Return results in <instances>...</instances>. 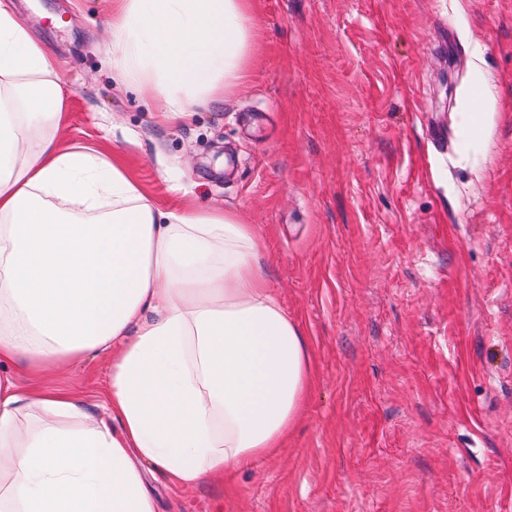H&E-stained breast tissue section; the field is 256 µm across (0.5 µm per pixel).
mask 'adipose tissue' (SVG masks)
<instances>
[{
    "mask_svg": "<svg viewBox=\"0 0 512 512\" xmlns=\"http://www.w3.org/2000/svg\"><path fill=\"white\" fill-rule=\"evenodd\" d=\"M118 89L171 119L250 73L252 0H110ZM60 60L0 6V512H157L175 486L282 448L310 392L305 337L254 225L167 206L114 155L62 141ZM111 353L106 415L18 369Z\"/></svg>",
    "mask_w": 512,
    "mask_h": 512,
    "instance_id": "1",
    "label": "adipose tissue"
}]
</instances>
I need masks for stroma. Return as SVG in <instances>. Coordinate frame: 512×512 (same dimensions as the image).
Wrapping results in <instances>:
<instances>
[{
  "mask_svg": "<svg viewBox=\"0 0 512 512\" xmlns=\"http://www.w3.org/2000/svg\"><path fill=\"white\" fill-rule=\"evenodd\" d=\"M4 2L60 59L66 143L256 225L314 359L284 448L146 473L158 512H512V0H254L249 81L176 125L116 90L107 0ZM108 372L48 386L98 407Z\"/></svg>",
  "mask_w": 512,
  "mask_h": 512,
  "instance_id": "obj_1",
  "label": "stroma"
}]
</instances>
